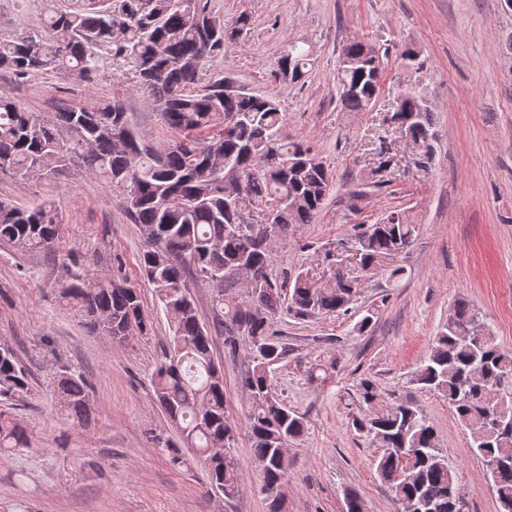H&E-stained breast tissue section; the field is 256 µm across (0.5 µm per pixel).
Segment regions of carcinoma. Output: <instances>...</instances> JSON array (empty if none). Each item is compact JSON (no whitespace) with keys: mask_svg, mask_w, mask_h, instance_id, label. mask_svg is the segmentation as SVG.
<instances>
[{"mask_svg":"<svg viewBox=\"0 0 512 512\" xmlns=\"http://www.w3.org/2000/svg\"><path fill=\"white\" fill-rule=\"evenodd\" d=\"M247 26L243 15L224 22L210 0H106L92 12L52 11L37 33L0 35V69L22 78L64 70L88 79L98 69L95 48L108 49L112 61L129 67L134 90L173 134L165 147H154L118 100L66 107L44 119L0 97V173L29 180L80 166L124 196L145 244L139 268L172 316L154 394L176 439L158 435L155 441L174 465L202 463L209 490L226 500L240 491L236 430L211 330L192 295V273L217 287L213 312L224 348L230 354L246 351L245 427L253 455L265 467L262 483L283 495L289 460L282 449L303 436L306 421L272 392L270 374L289 355L272 325L284 310L300 317L345 314L356 297L350 276L340 272L321 283L302 272L273 275L274 247L287 243L297 225L314 222L333 189V174L322 159L307 162L315 155L310 147L281 137L279 97L241 87L228 93L224 77L202 78L208 58L240 39ZM308 64V53L291 43L279 60V76L296 83ZM379 80L373 47L358 39L346 43L337 73L342 108L368 110ZM399 96V111L390 120L406 121V135L429 160L437 138L431 106L411 88ZM59 227L53 205L0 202V242L53 252ZM415 231L404 214L391 212L356 232L358 268L382 269L391 279L401 275L391 256L409 246ZM239 267L253 269L258 279L233 296L229 291L242 284ZM60 295L115 343L146 330L140 294L124 279L76 274ZM477 319L468 301L457 300L413 381L447 400L470 430L471 448L488 467L500 512H512V354L500 349L487 328H477ZM335 368V358H320L308 367V377L325 380ZM56 386L65 411L87 422L85 379L65 369ZM28 389L27 369L11 347L0 344V399L11 401ZM358 392L362 410L352 425L378 446L376 471L397 512H464L458 474L442 455L428 417L409 402L382 398L367 377ZM27 447L26 430L0 414V449Z\"/></svg>","mask_w":512,"mask_h":512,"instance_id":"obj_1","label":"carcinoma"}]
</instances>
